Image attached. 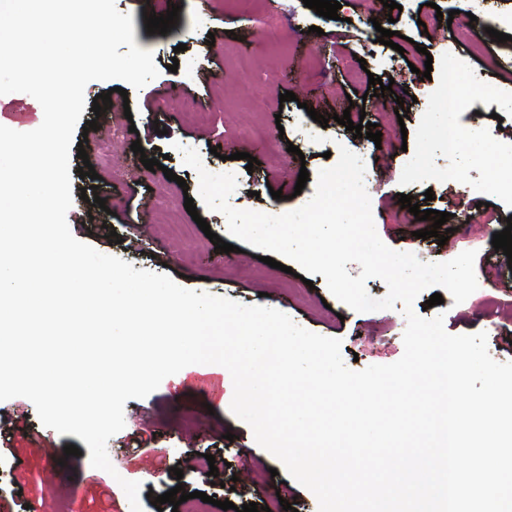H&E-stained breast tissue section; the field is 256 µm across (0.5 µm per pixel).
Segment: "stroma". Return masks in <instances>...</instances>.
I'll return each mask as SVG.
<instances>
[{
  "label": "stroma",
  "instance_id": "obj_1",
  "mask_svg": "<svg viewBox=\"0 0 512 512\" xmlns=\"http://www.w3.org/2000/svg\"><path fill=\"white\" fill-rule=\"evenodd\" d=\"M179 20L171 32L150 34L145 29L143 0H115L121 13L131 15L136 45L151 51L158 76L127 95L111 92L110 82L93 81L86 100L111 95L112 105L102 115L84 109L81 121L96 120L88 134H74L83 142L87 159L71 158L73 203L67 221L74 237L101 253L123 259L134 269L161 272L182 287L262 305L288 313L299 326L340 339L345 365L360 371L390 364L404 352L406 318L401 307L357 312L329 291L322 275L303 283L294 275L259 261L257 250L244 245L229 254L215 249L197 225L206 219L212 232L227 238V222L217 212L198 206L197 216L184 208L185 198H197L199 176L186 166L182 148L195 149L206 170L231 172L237 188L229 203L239 210L265 211L272 190L282 182L296 183L300 170L308 181L292 199L278 200L280 212L305 205L316 190L317 174L333 166L331 152L346 147L362 156L373 177L368 192L374 225L390 248L410 252L424 262H444L467 250L476 251L477 290L463 303L445 297L440 306L426 307L430 291L417 298L415 309L426 317L443 314L453 335L486 332L490 356L512 361L504 350L512 337V268L503 252L493 248L494 232L502 231L512 216V172L502 162L512 148V111L501 101L512 97V27L509 39L491 40L483 23H470L469 0H397L388 11L381 0H349L328 19L304 7L302 0H178ZM454 12L446 21L445 12ZM437 16L435 27L423 29L420 17ZM278 22L281 42L267 44L265 30ZM391 23L408 37L403 51L380 44L375 23ZM177 71H169V64ZM431 64L429 79L418 71ZM393 79L391 91H379L369 76ZM475 82L479 96L454 108L448 126L430 123L441 110L440 88L457 77ZM295 100L280 102L284 92ZM408 106L405 119L395 114L397 104ZM330 124L321 131L316 150L305 147L307 107ZM192 111L191 123L182 120ZM349 112L352 121L377 123L380 142L354 137L334 115ZM140 141L148 158L164 159V169L143 168L131 149ZM220 148L211 154L210 145ZM302 147L303 155L288 152ZM258 160L247 168L242 153ZM91 163L99 182L80 177L79 167ZM172 170L177 181L165 177ZM186 187H179V180ZM96 188L97 202H85L81 192ZM433 200H426V193ZM412 196L420 209L449 212L451 229L446 244L437 238H415V231L431 228V221L403 220L399 194ZM119 243H110L109 231ZM211 232V233H212ZM224 369L215 364L191 365L189 372L165 378L142 399L127 400L125 426L111 437L107 451L114 473L91 466L88 446L78 436L48 429L38 419L33 403L24 397L0 402V437L9 441L19 463L13 470L14 490L4 503L8 512H131L120 479L141 484L143 512H172L171 504L153 505L175 485L185 493L216 492L219 501L240 506L249 502L284 512L290 501L295 512H319L316 496L300 485L279 460L254 440L248 424L230 410L233 386L213 389ZM75 445L79 453L65 456ZM211 454L230 488L213 489L198 470L174 467L187 457ZM63 484L61 493H46L50 479Z\"/></svg>",
  "mask_w": 512,
  "mask_h": 512
}]
</instances>
